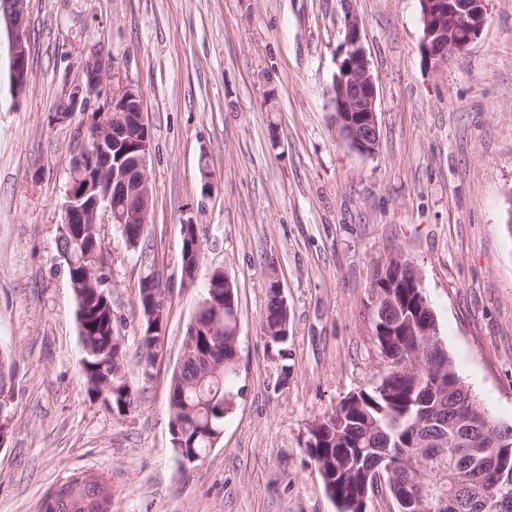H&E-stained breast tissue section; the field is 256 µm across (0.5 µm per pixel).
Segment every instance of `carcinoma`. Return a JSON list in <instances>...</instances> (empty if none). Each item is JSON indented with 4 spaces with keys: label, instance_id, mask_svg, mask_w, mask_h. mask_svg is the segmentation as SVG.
<instances>
[{
    "label": "carcinoma",
    "instance_id": "obj_1",
    "mask_svg": "<svg viewBox=\"0 0 512 512\" xmlns=\"http://www.w3.org/2000/svg\"><path fill=\"white\" fill-rule=\"evenodd\" d=\"M189 234L190 238L182 239L180 261L192 268L201 258L202 243L197 230ZM96 245L102 246L99 236L94 243L85 239L79 245L67 240L58 244L70 253L69 279L82 273L84 255ZM385 283L382 276L374 280L385 303H391L394 295L398 305L394 311L396 324L383 322L374 328L385 368L372 386L340 402L329 422L309 431L306 447L326 490L340 512H360L367 505L364 497L373 471L385 456L391 467L383 469V474L396 512H439L438 500L448 493L461 499L459 512H467L465 502L473 495L502 490L512 493V441L504 445L489 442L480 458L465 462L453 459L450 448L438 446L461 419L477 437L498 425L476 405L440 344V336L426 335L436 319L425 302L423 288H386ZM156 288V283L140 280L141 346L147 359L152 357L150 349L159 344L164 326L150 304ZM75 305L85 353L82 377L87 393L94 400L103 395L102 402L120 418L130 411L133 399L130 386L117 375L124 344L118 342L121 332L112 320L109 294L89 293L75 300ZM284 316L276 294H269L263 323H277ZM233 317V310L224 300V289H205L199 321L205 324L214 320L226 332L231 329ZM211 345L209 337L196 336V347H204L209 358L187 357L180 373L172 378L171 429L177 432V441L188 458L201 456L212 447L207 431L223 429L224 414L231 406L232 394L227 386L234 372L224 367L231 351L226 345L213 351ZM412 354L421 356L422 364L401 368L400 362ZM438 358L446 363L442 386L436 383L438 372L430 365ZM56 512L99 509L90 498L81 503L67 499L59 501Z\"/></svg>",
    "mask_w": 512,
    "mask_h": 512
}]
</instances>
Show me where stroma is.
Listing matches in <instances>:
<instances>
[{
    "label": "stroma",
    "mask_w": 512,
    "mask_h": 512,
    "mask_svg": "<svg viewBox=\"0 0 512 512\" xmlns=\"http://www.w3.org/2000/svg\"><path fill=\"white\" fill-rule=\"evenodd\" d=\"M349 12L377 86L371 156L342 140L327 96ZM28 15L21 100L0 44V347L13 360L0 512H37L48 488L84 471L110 481L112 512H339L308 432L383 368L373 283L394 256L418 270L478 405L512 428V0H488L480 37L438 71L421 62L418 0H28ZM95 50L140 91L151 136L150 250L101 227L136 393L120 419L87 394L58 251L78 129L111 84L85 111L52 117ZM187 219L203 241L192 283L180 264ZM147 263L165 322L150 364L138 307ZM216 268L238 295L233 407L221 440L184 465L171 378ZM273 276L288 302L281 350L262 332Z\"/></svg>",
    "instance_id": "1"
}]
</instances>
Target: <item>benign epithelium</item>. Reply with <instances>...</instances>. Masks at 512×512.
<instances>
[{"instance_id":"7a95c632","label":"benign epithelium","mask_w":512,"mask_h":512,"mask_svg":"<svg viewBox=\"0 0 512 512\" xmlns=\"http://www.w3.org/2000/svg\"><path fill=\"white\" fill-rule=\"evenodd\" d=\"M423 37L419 46L424 65L437 70L456 53L464 52L480 36L487 22V0H418ZM27 0H0V29L7 33L9 77L15 97L28 89ZM361 19L345 20L344 49L329 88L341 138L361 154H373L379 145L377 88L362 37ZM112 64L100 53L84 60V79L65 94L63 111L52 121L68 118L99 93L111 75ZM80 146L74 154L63 205L60 238L94 236L98 224H147L151 189L147 160L148 128L143 118L140 92L126 85L98 108L79 130ZM121 184L143 201L138 211L112 207V190ZM103 252L96 248L84 257L83 274L73 288H107ZM512 496L492 494L474 504L478 512H508Z\"/></svg>"}]
</instances>
